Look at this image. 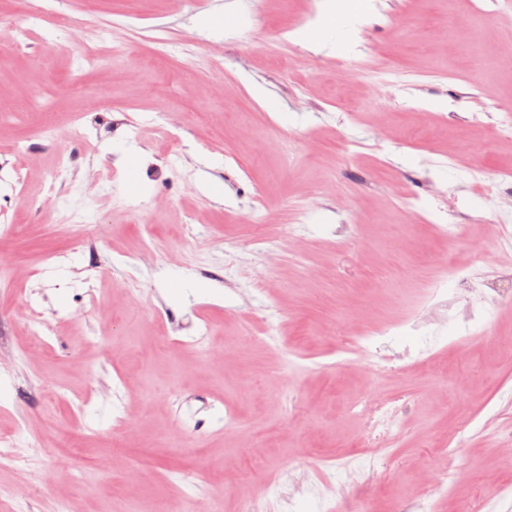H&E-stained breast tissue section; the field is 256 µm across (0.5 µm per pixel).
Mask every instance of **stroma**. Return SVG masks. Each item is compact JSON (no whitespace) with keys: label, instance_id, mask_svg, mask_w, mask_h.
Segmentation results:
<instances>
[{"label":"stroma","instance_id":"35a3bbf8","mask_svg":"<svg viewBox=\"0 0 512 512\" xmlns=\"http://www.w3.org/2000/svg\"><path fill=\"white\" fill-rule=\"evenodd\" d=\"M53 7L75 27L0 50V107L15 114L0 126V431L48 450L36 466L0 464V512L20 484L35 491L26 512L59 498L130 512L183 492L190 512L218 500L237 512L240 489L281 485L291 512L328 499L339 512H455L477 487L482 512H512V358L494 345L512 337V253L498 249L512 224L454 240L435 227L512 209V186L487 189L512 168L496 124L512 109V0H141L137 19L120 0ZM317 26L345 36L324 48L291 37ZM106 29L126 55L72 88L81 47ZM360 61L402 79L370 84ZM24 88L57 110L53 139L23 116ZM155 112L182 113L177 137ZM63 151L71 167L50 196L42 175ZM283 224L305 225L306 241H282L267 265L253 240ZM140 230L151 258L126 265ZM82 233L103 238L96 266ZM202 255L221 280L195 272ZM448 255L467 279L420 302L411 267L435 276ZM262 276L278 285L260 295L249 285ZM29 298L60 325L45 356L25 350ZM159 310L186 327L206 316L223 358L164 344ZM268 322L272 345L249 343ZM474 324L481 335L466 338ZM369 325L391 328L376 358L341 351ZM46 383L88 402L20 401ZM380 402L394 433L368 430ZM123 410L130 440L112 429ZM340 448L386 454L347 480Z\"/></svg>","mask_w":512,"mask_h":512}]
</instances>
